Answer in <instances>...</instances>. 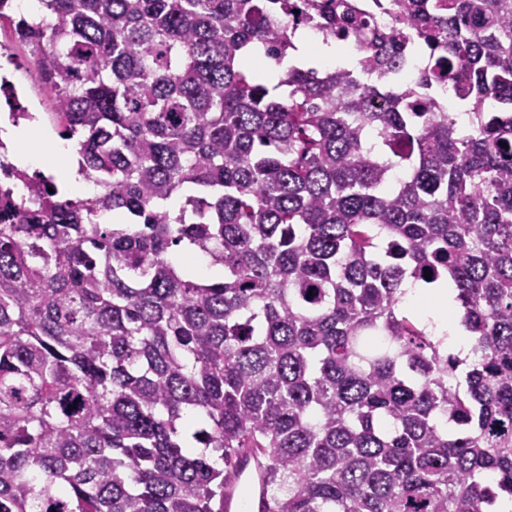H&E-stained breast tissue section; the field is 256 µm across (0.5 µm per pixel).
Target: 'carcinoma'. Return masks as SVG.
Returning a JSON list of instances; mask_svg holds the SVG:
<instances>
[{
    "label": "carcinoma",
    "instance_id": "1",
    "mask_svg": "<svg viewBox=\"0 0 512 512\" xmlns=\"http://www.w3.org/2000/svg\"><path fill=\"white\" fill-rule=\"evenodd\" d=\"M40 2L0 20L102 191L0 162V512H224L246 452L264 512L512 503V0H391L275 85L249 49L344 44L356 3ZM407 279L453 286L469 360ZM299 60L301 63H307L310 59L316 58L320 60L334 59L340 60L346 64H352L353 59L347 55L344 51H340L337 48L323 45L321 42L311 43L307 41L303 35L299 41Z\"/></svg>",
    "mask_w": 512,
    "mask_h": 512
}]
</instances>
